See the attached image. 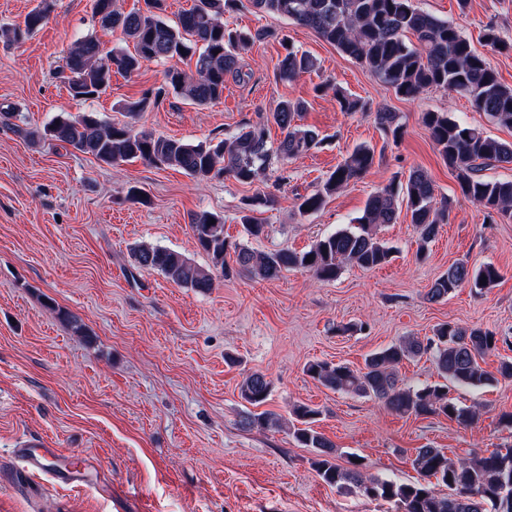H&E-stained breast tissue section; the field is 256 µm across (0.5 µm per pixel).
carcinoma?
I'll return each mask as SVG.
<instances>
[{
    "instance_id": "1",
    "label": "carcinoma",
    "mask_w": 512,
    "mask_h": 512,
    "mask_svg": "<svg viewBox=\"0 0 512 512\" xmlns=\"http://www.w3.org/2000/svg\"><path fill=\"white\" fill-rule=\"evenodd\" d=\"M245 1L260 12L314 30L398 96L413 98L424 90L443 89L468 97L496 124L512 128V87L501 83L485 57L471 48L455 25L419 9L414 0H198L173 23L164 16V0H144L145 7L127 13L114 8L112 0H94L93 13L100 26L121 32L126 41L133 43V51L105 54L93 37L76 40L61 69L70 94L80 100L93 98L110 86L114 70L131 75L146 62L179 57L194 62L191 73L166 70L154 98L144 97L124 109L142 112L169 92L198 106L218 102L224 97L225 78L240 72L241 51L268 37L263 29L242 31L224 25V15L238 10ZM46 2L40 0L26 15L25 29L14 30L13 40L42 25ZM483 41L493 52L512 49V43L506 42L493 24L484 29ZM282 47L284 54L275 66L279 81L293 82L316 70V60L308 52L285 40ZM304 109L305 102L300 99L282 100L273 112L215 144H190L137 132L127 125L101 121L91 113L59 116V123L45 127L41 138L107 165L141 161L157 168L178 169L199 181L224 176L242 184H253L276 167L282 171L278 180L284 181L288 160L308 154L322 142L318 130L301 124ZM374 120L393 140L402 136L403 125L397 113L378 111ZM422 122L463 195L488 212L511 219L512 180H486L479 172L494 163L512 165V142L455 121L445 112H426ZM271 124L282 134L277 143L268 140ZM375 159V148L355 146L315 192L297 197L298 212L304 215L320 210L350 181L364 178ZM274 203L275 196L264 191L245 200L239 223L247 236L256 239L265 234L266 225L255 213ZM403 206L424 244L448 223V200L438 198L430 177L416 169L369 196L356 223L314 241L302 251L282 248L263 253L246 244L231 243L224 236V218L202 210L189 214L188 224L209 267L199 266L175 250L146 243L134 245L130 257L136 268L157 271L173 283L200 293L214 288L217 273L225 279L247 273L271 281L288 269H302L329 282L336 280L348 263L372 269L390 262L394 249L380 236V229L393 223ZM482 279L486 284H480ZM499 279L500 273L492 264L475 267L457 261L434 282L427 297L437 302L464 286L482 293ZM500 343L512 346V338L498 337L478 326L447 322L424 340L408 336L370 354L359 370L314 361L307 365L306 372L332 390L373 397L402 416L443 415L469 426L477 419L476 411L450 398L448 386L477 390L493 385L500 377L511 381V360H501L495 374L481 366L485 357L498 351ZM425 354L431 355L446 383L417 389L402 386L397 367ZM271 390L266 375L255 372L242 383L240 397L259 407L268 400ZM293 415L297 422L293 426L295 441L313 449L312 466L330 487L383 500L393 505L394 512H512V445L455 460L441 448H418L412 459L418 477L403 482L391 476L365 475L352 454L347 455L346 465L339 464L336 445L313 427L319 411L298 405ZM241 424L245 428L257 425L277 429L281 420L269 412L248 413Z\"/></svg>"
}]
</instances>
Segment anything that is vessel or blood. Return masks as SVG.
<instances>
[{"label": "vessel or blood", "mask_w": 512, "mask_h": 512, "mask_svg": "<svg viewBox=\"0 0 512 512\" xmlns=\"http://www.w3.org/2000/svg\"><path fill=\"white\" fill-rule=\"evenodd\" d=\"M16 458L24 470L48 473L57 483L83 487L87 484V465L75 462L73 455L56 448L46 447L43 440H28L15 451Z\"/></svg>", "instance_id": "b4317fda"}]
</instances>
